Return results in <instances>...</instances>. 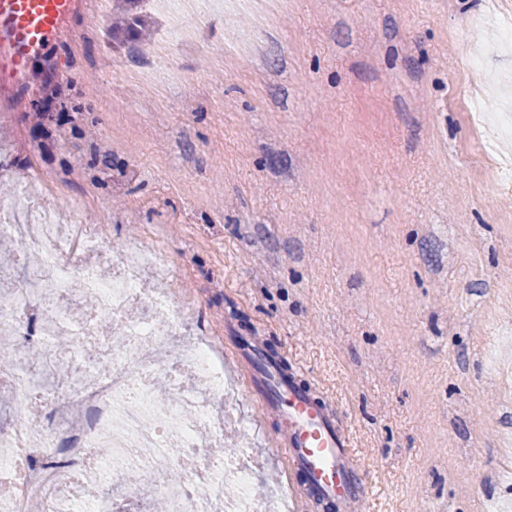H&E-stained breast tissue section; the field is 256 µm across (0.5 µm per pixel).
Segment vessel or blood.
Instances as JSON below:
<instances>
[{
	"mask_svg": "<svg viewBox=\"0 0 512 512\" xmlns=\"http://www.w3.org/2000/svg\"><path fill=\"white\" fill-rule=\"evenodd\" d=\"M72 4L73 0H0V89L18 87L32 54L50 38L74 40V31L63 24ZM247 389L264 408L277 412V447L290 470L308 475L314 490L341 512H353L369 488L349 452L350 437L335 415L272 361L259 374L249 375Z\"/></svg>",
	"mask_w": 512,
	"mask_h": 512,
	"instance_id": "obj_1",
	"label": "vessel or blood"
}]
</instances>
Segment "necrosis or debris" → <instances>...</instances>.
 Instances as JSON below:
<instances>
[{
  "instance_id": "1",
  "label": "necrosis or debris",
  "mask_w": 512,
  "mask_h": 512,
  "mask_svg": "<svg viewBox=\"0 0 512 512\" xmlns=\"http://www.w3.org/2000/svg\"><path fill=\"white\" fill-rule=\"evenodd\" d=\"M165 26L156 43L158 57H168L176 42L189 39L180 23L185 8L206 14L212 0H153ZM0 233L13 238L38 267L32 279L13 278L0 290V331L31 332L51 327L59 306L68 302V282L84 280L97 301L92 323L107 359L93 373L85 357L69 358L70 380L62 393L75 397V407L32 436L38 419L31 406L28 381L3 368L12 350L0 352V388L7 390L24 418L0 429V470L21 467L22 475L5 493L8 512H28L41 501L44 512H60L64 488L79 492L89 471L102 465L96 451H112L127 497H138L141 470L156 473V489L169 512H288L286 496L262 498L253 492L256 463L246 453L218 463L210 453L224 438L223 421L211 413L213 398L223 393L224 372L210 353L198 346L168 350V339L153 333L157 317L170 324L189 311L183 302L166 300L161 286L171 276L160 249L129 245L112 264L111 282L97 275L93 257L107 233L103 224L64 223L54 206L36 213L13 210ZM171 390L157 402L158 385ZM183 473L181 482L165 478L167 470Z\"/></svg>"
}]
</instances>
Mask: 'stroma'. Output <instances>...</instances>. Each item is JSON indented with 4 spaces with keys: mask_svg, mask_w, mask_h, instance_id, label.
I'll use <instances>...</instances> for the list:
<instances>
[{
    "mask_svg": "<svg viewBox=\"0 0 512 512\" xmlns=\"http://www.w3.org/2000/svg\"><path fill=\"white\" fill-rule=\"evenodd\" d=\"M129 9L133 32L79 6L0 103V191L109 225L106 260L166 253L195 314L174 341L223 337V458L247 437L258 489L289 469L232 356L256 336L351 435L361 512L512 506V0L189 14L167 60L143 49L161 17Z\"/></svg>",
    "mask_w": 512,
    "mask_h": 512,
    "instance_id": "obj_1",
    "label": "stroma"
}]
</instances>
